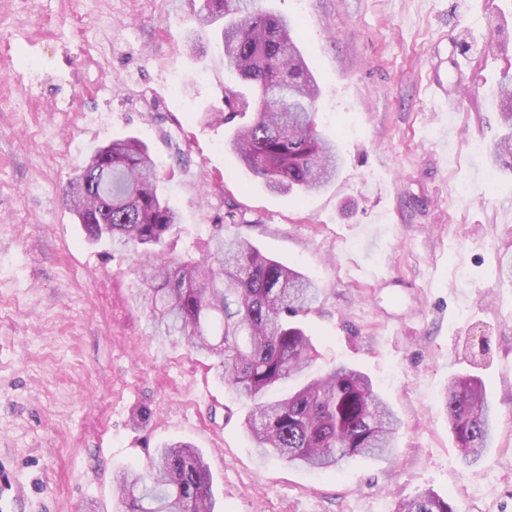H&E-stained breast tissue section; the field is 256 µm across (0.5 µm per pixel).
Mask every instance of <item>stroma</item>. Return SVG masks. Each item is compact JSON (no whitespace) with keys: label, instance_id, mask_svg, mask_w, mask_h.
<instances>
[{"label":"stroma","instance_id":"stroma-1","mask_svg":"<svg viewBox=\"0 0 512 512\" xmlns=\"http://www.w3.org/2000/svg\"><path fill=\"white\" fill-rule=\"evenodd\" d=\"M300 25L342 166L319 192L254 182L227 142L238 80L200 0H0V471L9 512H120L114 477L187 441L218 512H395L432 490L457 512H512V163L497 83L512 0H260ZM460 95L449 111L438 87ZM134 136L180 214L166 252L237 233L315 280L303 322L318 375L355 367L402 421L394 457L335 473L261 459L251 409L212 359L153 336L137 255L88 241L65 191L90 155ZM479 376L496 429L464 458L442 395ZM147 410L136 424L132 416Z\"/></svg>","mask_w":512,"mask_h":512}]
</instances>
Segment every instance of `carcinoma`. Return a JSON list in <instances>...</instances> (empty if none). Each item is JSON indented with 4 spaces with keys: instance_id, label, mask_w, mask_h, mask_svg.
Returning a JSON list of instances; mask_svg holds the SVG:
<instances>
[{
    "instance_id": "carcinoma-1",
    "label": "carcinoma",
    "mask_w": 512,
    "mask_h": 512,
    "mask_svg": "<svg viewBox=\"0 0 512 512\" xmlns=\"http://www.w3.org/2000/svg\"><path fill=\"white\" fill-rule=\"evenodd\" d=\"M228 67L254 89L225 90L231 113H253L229 144L251 176L280 192L316 191L336 177L339 153L321 135L315 105L321 91L292 37L293 24L258 0H205L200 28L220 18ZM498 94L510 132L488 148L512 157V73ZM156 159L134 138L115 139L70 184V208L90 239L150 258L140 269L143 309L154 335L218 359L217 373L236 396L252 403L245 420L254 447L296 468L331 472L352 457L394 453L398 418L364 373L332 367L278 399L277 385L301 375L317 358L297 317L311 310L319 289L308 277L236 235L219 234L199 259L164 256L178 213L158 192ZM448 425L464 458L482 454L493 437L494 410L475 376L450 380L443 396ZM123 512H215L212 478L202 452L187 443L161 447L144 470L115 475ZM396 512H456L433 491L401 502Z\"/></svg>"
}]
</instances>
